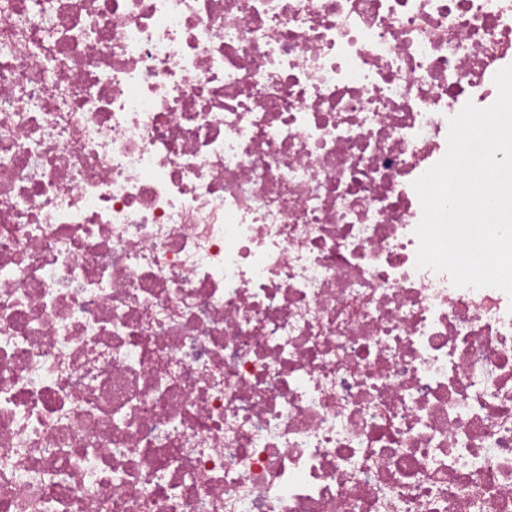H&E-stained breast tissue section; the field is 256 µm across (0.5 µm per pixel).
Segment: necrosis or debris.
<instances>
[{"mask_svg":"<svg viewBox=\"0 0 512 512\" xmlns=\"http://www.w3.org/2000/svg\"><path fill=\"white\" fill-rule=\"evenodd\" d=\"M512 0H0V512H512V298L413 183Z\"/></svg>","mask_w":512,"mask_h":512,"instance_id":"obj_1","label":"necrosis or debris"}]
</instances>
